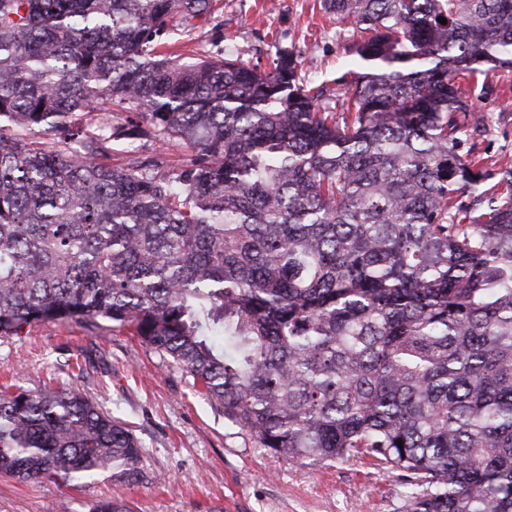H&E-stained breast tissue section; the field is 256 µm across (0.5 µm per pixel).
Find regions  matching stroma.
<instances>
[{
  "mask_svg": "<svg viewBox=\"0 0 512 512\" xmlns=\"http://www.w3.org/2000/svg\"><path fill=\"white\" fill-rule=\"evenodd\" d=\"M210 21L190 34L188 48L223 49L247 66L267 67L277 50L299 55L304 82L334 89V79L360 35L326 0H213ZM487 126L477 151L494 163L512 158V70L468 79ZM187 148L155 139L110 143L107 162L155 161L166 174L189 158ZM28 390L78 384L129 424L144 444L145 478L116 486L99 476L65 486L0 476V512H90L119 495L134 512H399L406 491L399 472L362 460L291 462L229 426L221 406L199 395L190 378L163 365L128 328H94L45 320L28 336L0 343V383Z\"/></svg>",
  "mask_w": 512,
  "mask_h": 512,
  "instance_id": "stroma-1",
  "label": "stroma"
}]
</instances>
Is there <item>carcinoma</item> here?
Wrapping results in <instances>:
<instances>
[{"label":"carcinoma","mask_w":512,"mask_h":512,"mask_svg":"<svg viewBox=\"0 0 512 512\" xmlns=\"http://www.w3.org/2000/svg\"><path fill=\"white\" fill-rule=\"evenodd\" d=\"M212 2L0 0V336L129 326L273 456L397 471L401 512H512V161L462 150L458 81L512 69V0H329L363 34L334 108L290 52H171ZM152 136L192 155L103 162ZM145 455L77 385L0 387V475L130 486Z\"/></svg>","instance_id":"cac0c4a2"}]
</instances>
